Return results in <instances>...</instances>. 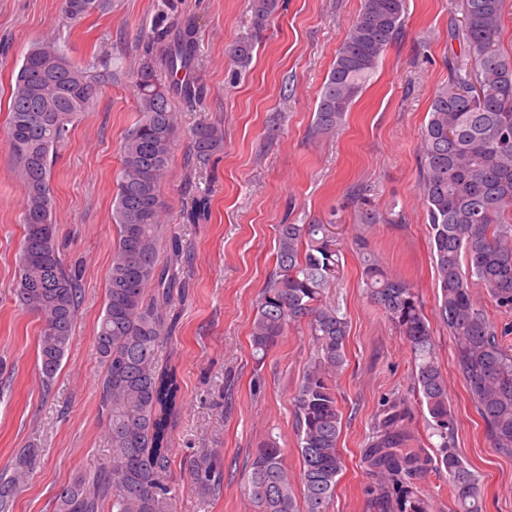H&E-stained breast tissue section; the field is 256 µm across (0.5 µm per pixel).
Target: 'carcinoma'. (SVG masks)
<instances>
[{"instance_id":"cac0c4a2","label":"carcinoma","mask_w":512,"mask_h":512,"mask_svg":"<svg viewBox=\"0 0 512 512\" xmlns=\"http://www.w3.org/2000/svg\"><path fill=\"white\" fill-rule=\"evenodd\" d=\"M462 14L463 56L438 89L420 149L419 191L432 230V251L441 301L437 314L453 337L457 365L498 453L512 456V351L471 292L483 288L495 307L512 309V55L501 42L506 0H455ZM112 8V0H60L61 12L77 21ZM280 0H250L247 32L226 47L231 64L245 71ZM406 0H363L360 13L336 52L315 112L314 131L330 135L343 124L355 98L398 36ZM148 35L135 76L138 120L121 147L112 218V249L106 297L94 348L103 371L99 379L101 417L110 444L108 460L77 475L55 497V512H176L164 482L170 465L171 425L178 414L180 384L173 367L159 361L172 339L171 314L177 279L159 259L165 204L159 186L169 164L179 125L172 100L192 103L202 94L193 73L198 39L185 24L161 52ZM102 79L74 63L54 41L33 44L17 72L8 104L6 147L23 185L24 235L17 257V303L41 322L36 360L43 388L54 382L72 341L82 303L76 272L65 265L52 223L54 154L68 139L76 118L89 111ZM195 156L224 149V130L202 122L191 132ZM199 197L183 219L197 224L208 216ZM363 258L367 294L410 344L415 387L426 407L433 435L440 438L439 461L457 512H482L474 474L455 452L448 385L429 321L419 296L406 281L389 275L354 238ZM328 224H280L276 260L256 303L250 343L266 356L288 327L305 322L317 347L296 388V430L300 470L285 464L274 441L257 449L245 488L257 512H328L343 469L338 448L341 415L335 376L346 360L348 321L326 300L340 268ZM411 407L404 398L383 404L365 453L379 478L375 506L393 512V492L421 473L422 450L408 447ZM38 449L21 448L12 474L0 476V512H13L15 497L36 463ZM218 448H206L191 462L202 493L218 495L224 473L214 464ZM304 507H299L298 498Z\"/></svg>"}]
</instances>
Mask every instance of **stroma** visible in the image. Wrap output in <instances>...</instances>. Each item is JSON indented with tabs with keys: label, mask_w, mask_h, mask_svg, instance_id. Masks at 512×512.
Wrapping results in <instances>:
<instances>
[{
	"label": "stroma",
	"mask_w": 512,
	"mask_h": 512,
	"mask_svg": "<svg viewBox=\"0 0 512 512\" xmlns=\"http://www.w3.org/2000/svg\"><path fill=\"white\" fill-rule=\"evenodd\" d=\"M280 3L250 67L236 75L225 48L248 28L249 0H116L110 13L77 22L64 17L59 0H0V471L19 449L40 450L14 512H54L58 491L109 455L93 338L117 237L112 202L121 144L137 119L133 76L144 36L189 20L196 24V78L205 94L193 105L174 103L180 132L160 186L163 220L182 249L175 270L186 284L185 298L173 304L177 329L162 352L176 360L182 391L166 475L177 512H257L243 477L267 439H276L291 471L300 468L293 396L315 353L309 330L289 327L261 360L252 354L250 330L274 266L277 225L312 221L336 227L342 270L329 298L349 322L346 362L336 377L344 468L330 512H374L368 490L377 478L363 453L384 401L412 398L415 387L409 343L363 287L352 249L358 233L388 274L413 284L423 301L448 379L454 446L480 483L483 512H512V457L491 447L453 339L435 316L431 228L418 189L431 99L463 50L452 35L461 14L449 0H406L399 35L344 125L326 136L312 132L321 87L363 0ZM42 40L65 46L82 66L112 61L111 81L74 123L53 163L52 222L65 264L79 274L83 301L48 390L36 368L40 321L14 296L23 187L5 145L11 86L30 46ZM202 120L221 124L224 148L197 169L189 131ZM355 188L385 223L357 224L349 196ZM202 194L210 199L208 220L185 223L184 212ZM408 428L428 457L426 469L406 484L410 497L427 512H455L448 473L437 459L439 439L420 405H413ZM203 448L220 451L224 489L216 496L200 494L188 474Z\"/></svg>",
	"instance_id": "1"
}]
</instances>
